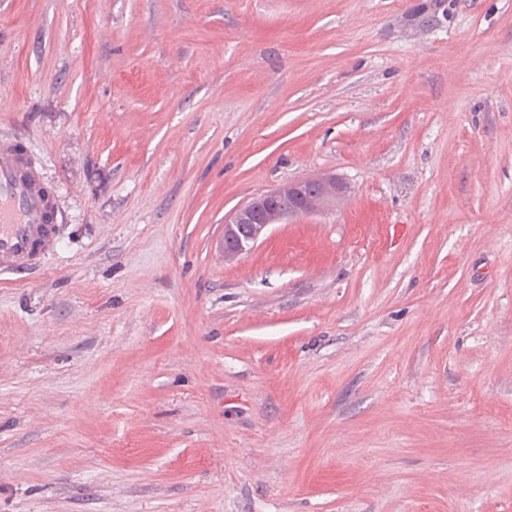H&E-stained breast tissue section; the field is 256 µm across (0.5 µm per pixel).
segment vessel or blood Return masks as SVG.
<instances>
[{
	"label": "vessel or blood",
	"instance_id": "1",
	"mask_svg": "<svg viewBox=\"0 0 512 512\" xmlns=\"http://www.w3.org/2000/svg\"><path fill=\"white\" fill-rule=\"evenodd\" d=\"M59 234L39 162L19 139L0 137V273L35 272L55 250Z\"/></svg>",
	"mask_w": 512,
	"mask_h": 512
}]
</instances>
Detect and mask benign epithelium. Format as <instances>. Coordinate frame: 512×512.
<instances>
[{
  "mask_svg": "<svg viewBox=\"0 0 512 512\" xmlns=\"http://www.w3.org/2000/svg\"><path fill=\"white\" fill-rule=\"evenodd\" d=\"M346 186L334 175L288 181L254 196L224 219V259L249 251L273 224L336 205Z\"/></svg>",
  "mask_w": 512,
  "mask_h": 512,
  "instance_id": "obj_1",
  "label": "benign epithelium"
}]
</instances>
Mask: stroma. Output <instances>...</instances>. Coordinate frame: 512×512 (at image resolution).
<instances>
[{"label": "stroma", "instance_id": "1", "mask_svg": "<svg viewBox=\"0 0 512 512\" xmlns=\"http://www.w3.org/2000/svg\"><path fill=\"white\" fill-rule=\"evenodd\" d=\"M1 135L0 512H512V0H0ZM54 198L17 138L0 137V273L31 274L58 244ZM346 194L335 175L288 181L254 196L224 219V258L231 261L249 251L273 224L329 209Z\"/></svg>", "mask_w": 512, "mask_h": 512}]
</instances>
